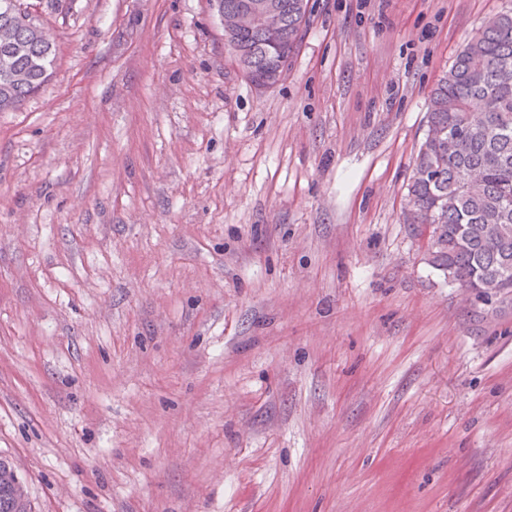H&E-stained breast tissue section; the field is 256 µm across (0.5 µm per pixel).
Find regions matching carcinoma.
<instances>
[{"instance_id":"1","label":"carcinoma","mask_w":512,"mask_h":512,"mask_svg":"<svg viewBox=\"0 0 512 512\" xmlns=\"http://www.w3.org/2000/svg\"><path fill=\"white\" fill-rule=\"evenodd\" d=\"M277 46L259 30L228 40L246 79L260 87L295 53L308 0H275ZM25 49L0 77V109L16 108L49 77L55 50L24 0H0V42ZM427 126L407 186L404 221L431 228L427 263L469 294L512 296V9L487 18L429 98ZM0 512H27L23 481L0 460Z\"/></svg>"}]
</instances>
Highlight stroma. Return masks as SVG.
Segmentation results:
<instances>
[{
    "label": "stroma",
    "mask_w": 512,
    "mask_h": 512,
    "mask_svg": "<svg viewBox=\"0 0 512 512\" xmlns=\"http://www.w3.org/2000/svg\"><path fill=\"white\" fill-rule=\"evenodd\" d=\"M0 112V457L32 512H512V300L404 222L512 0H309L276 86L210 0H27ZM6 35L25 49L11 63L14 76L4 80L0 75L1 110L16 108L35 93L49 77L55 60L53 44L22 0H0V49Z\"/></svg>",
    "instance_id": "stroma-1"
}]
</instances>
